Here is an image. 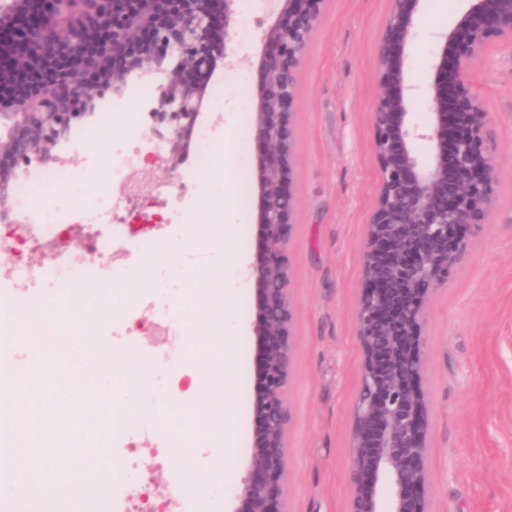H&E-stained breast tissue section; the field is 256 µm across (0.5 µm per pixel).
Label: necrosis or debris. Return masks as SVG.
<instances>
[{
  "label": "necrosis or debris",
  "instance_id": "4bbe7bcc",
  "mask_svg": "<svg viewBox=\"0 0 512 512\" xmlns=\"http://www.w3.org/2000/svg\"><path fill=\"white\" fill-rule=\"evenodd\" d=\"M105 147L112 159L105 168L95 156L79 167L24 166L13 197L18 220L0 224V254L8 258L0 266V302L13 299L10 286L15 282L33 296L48 282L83 294L103 277V265L112 259V227L122 223L124 213L134 204L125 187L142 164L137 137L110 138ZM75 225L86 232V258L78 264L68 258L67 232ZM42 240L58 243L55 258L36 265L21 261L23 249Z\"/></svg>",
  "mask_w": 512,
  "mask_h": 512
}]
</instances>
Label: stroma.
I'll return each instance as SVG.
<instances>
[{
    "instance_id": "35a3bbf8",
    "label": "stroma",
    "mask_w": 512,
    "mask_h": 512,
    "mask_svg": "<svg viewBox=\"0 0 512 512\" xmlns=\"http://www.w3.org/2000/svg\"><path fill=\"white\" fill-rule=\"evenodd\" d=\"M392 0H326L297 73L293 116L295 212L288 244L289 288L294 304L293 360L286 399L290 421L285 434L287 493L283 512H349L353 406L360 387L362 352L357 306L364 287L360 247L380 184L372 150L371 113L378 95L377 45ZM263 0L238 9L231 28L238 37L235 57L219 61L212 84L224 87L232 115L216 111L203 98L200 124L223 133L226 148L214 163L235 174L231 189L211 176L196 180L197 206L188 211L195 234L209 233L215 219L202 207L211 200L239 217V228L225 249L255 261L263 250L259 233L261 199L255 133L264 33L278 23ZM473 94L488 114L489 144L496 155L494 198L485 221L465 232L447 284L437 288L424 320L425 370L421 387L429 405L427 494L433 512H512V42L487 41L469 75ZM192 155L176 172L164 159L153 166V182L143 183L138 207L119 225L120 261L112 265V307L92 334L74 327L71 345L111 352L115 374L128 370V351L156 358L151 388L138 411L115 407L107 440L95 431L75 445L77 455L102 466L76 471L69 458L49 448L29 451L32 481L61 487L78 482L88 494H105L126 481L135 498L164 504L171 474L196 459L195 444L208 437L186 428H160L155 408L172 416L194 414L208 423L209 397L197 379L223 364L231 377L234 413L225 426L232 447L224 457V479L210 495L221 512H232L247 474V458L257 423L252 414L253 378L259 355L253 323L259 291L246 279L224 309L212 308L206 287L188 285L179 320L202 345L185 354L177 346L163 351L153 322L168 310L183 277L172 258L183 238L170 231L167 212L155 196L154 181L180 184L191 178ZM161 235L168 259L149 262L144 240ZM143 292L136 305L129 292ZM232 336L220 343L217 323ZM144 434L150 448L145 467L129 470L115 457L127 430Z\"/></svg>"
}]
</instances>
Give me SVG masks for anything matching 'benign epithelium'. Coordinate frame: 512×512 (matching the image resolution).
<instances>
[{"label":"benign epithelium","instance_id":"1","mask_svg":"<svg viewBox=\"0 0 512 512\" xmlns=\"http://www.w3.org/2000/svg\"><path fill=\"white\" fill-rule=\"evenodd\" d=\"M238 0H3L0 3V202L20 166L63 162L58 145L95 114L100 89L115 99L134 78H154L149 116L169 144L175 172L200 117L217 61L234 53ZM378 44L379 93L372 146L381 183L361 251L357 310L361 387L354 406L350 512H432L426 495L428 406L420 381L422 324L448 281L463 231L483 223L496 158L488 113L467 76L496 34L512 41V0H464L453 28L428 34L433 80H407V44L418 38L422 0H393ZM284 21L265 34L255 136L265 248L253 267L260 303L259 424L232 512H281L286 494L285 389L293 358L294 305L283 251L294 213L293 106L297 70L325 0H267ZM98 74L99 88L85 76ZM413 100L428 119L409 117ZM425 145L427 152L419 151Z\"/></svg>","mask_w":512,"mask_h":512}]
</instances>
